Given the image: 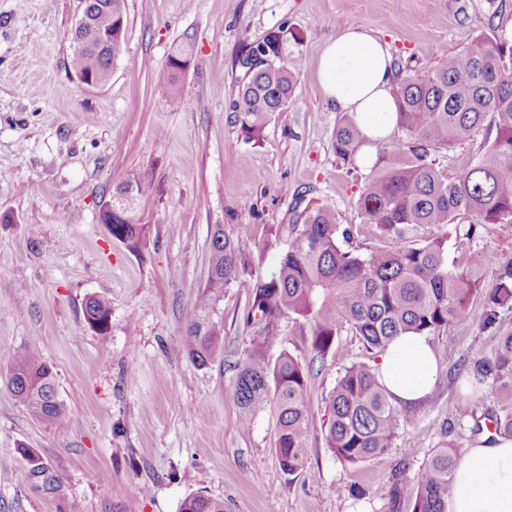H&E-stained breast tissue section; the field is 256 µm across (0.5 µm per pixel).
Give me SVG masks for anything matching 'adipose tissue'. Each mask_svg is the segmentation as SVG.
<instances>
[{
	"mask_svg": "<svg viewBox=\"0 0 512 512\" xmlns=\"http://www.w3.org/2000/svg\"><path fill=\"white\" fill-rule=\"evenodd\" d=\"M316 75L327 101L349 113L366 139L359 157L375 159L373 140L397 129L394 65L384 43L360 24L344 25L323 47ZM442 370L427 336H400L381 353L376 375L392 402L414 407L431 394ZM447 512H512V437L477 438L459 456Z\"/></svg>",
	"mask_w": 512,
	"mask_h": 512,
	"instance_id": "ef3b65f1",
	"label": "adipose tissue"
}]
</instances>
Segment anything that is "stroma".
<instances>
[{
    "label": "stroma",
    "mask_w": 512,
    "mask_h": 512,
    "mask_svg": "<svg viewBox=\"0 0 512 512\" xmlns=\"http://www.w3.org/2000/svg\"><path fill=\"white\" fill-rule=\"evenodd\" d=\"M82 11V0H0V370L7 349L37 348L71 418L63 430L42 424L0 385V512H104L127 502L133 512H179L196 491L223 498L226 512H388L393 473L415 485L435 449L469 447L473 416L497 405L494 380L465 403L449 373L493 345L478 321L434 337L443 370L432 394L407 410L386 454L355 466L322 438L324 398L341 366L366 358L356 337L341 336V356L313 365L306 457L288 474L273 454L274 415L239 421L235 365L256 330L246 289L226 288L213 305L224 341L208 365L184 349L185 313L201 298L215 224L231 237L248 232L260 277L276 270L283 248L265 228L289 223L298 198L334 209L354 245L395 246L358 213L363 171L332 149L341 113L323 96L315 63L338 17L355 18L424 74L487 29L512 36V0H126L122 53L95 87L75 77ZM279 27L303 34V65L287 110L249 142L232 109L240 61ZM179 50L187 66L175 73L169 59ZM172 77L174 102L165 95ZM482 149L477 135L430 158L452 178ZM133 175L151 185L135 203L149 227L137 251L99 221ZM473 254L492 285L512 260V224L462 222L448 260ZM92 296L112 307L102 332L84 322ZM25 448L48 479L31 476Z\"/></svg>",
    "instance_id": "stroma-1"
}]
</instances>
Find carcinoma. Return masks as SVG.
Instances as JSON below:
<instances>
[{
	"label": "carcinoma",
	"instance_id": "1",
	"mask_svg": "<svg viewBox=\"0 0 512 512\" xmlns=\"http://www.w3.org/2000/svg\"><path fill=\"white\" fill-rule=\"evenodd\" d=\"M91 26L74 35L82 41L75 67L108 82L126 38V0H83ZM112 33V44L102 36ZM247 68L233 108L236 123L248 141L259 140L271 117L291 102L300 55L288 54V31H269L250 44ZM394 95L398 129L392 144L373 143L376 158L364 176L357 206L364 222L385 235L402 236L410 226H436L444 233L411 240L396 248L356 249L351 229L337 224L336 212L326 206L292 207V223L276 224L268 232L284 243L276 271L254 276L253 249L243 239L211 231L209 273L202 295L216 303L224 289H248L247 319L259 334L237 364L234 390L240 422L247 427L259 411L270 408L277 423L274 454L284 472L298 471L308 447L306 392L312 365L337 354L340 336H355L366 351L382 352L398 336H442L448 327L473 315L470 300L483 298L480 327L495 336L490 351L452 364L466 381L482 384L493 377L499 403L488 415L493 433L512 436V321L501 313L512 310V261L499 269L495 284L483 287V259L471 256L465 266L448 264L449 230L471 216L478 224H512V42L484 32L459 52L438 60L425 75L396 69ZM484 153L449 179L429 160L430 150L448 148L478 134ZM364 143L352 117L343 113L336 125L332 148L352 169ZM132 188L135 198L149 184L132 176L115 188ZM147 225L128 216L112 225V237L134 250L146 243ZM112 310L107 300L89 298L84 321L94 329L108 325ZM295 315L309 329L310 362L287 350L275 360L266 353L280 332L284 317ZM185 350L200 366L207 365L224 336V326L193 305L186 311ZM5 382L11 393L37 420L55 429L69 426L70 416L58 398L54 368L37 349L9 352ZM323 438L340 463L357 465L393 447L406 412L396 406L375 370L363 362L343 366L325 400ZM460 448L453 443L434 451L415 488L397 477L388 491L389 512H399L403 496L414 495L411 512H446ZM180 512H224V499L201 493L188 495Z\"/></svg>",
	"mask_w": 512,
	"mask_h": 512
}]
</instances>
